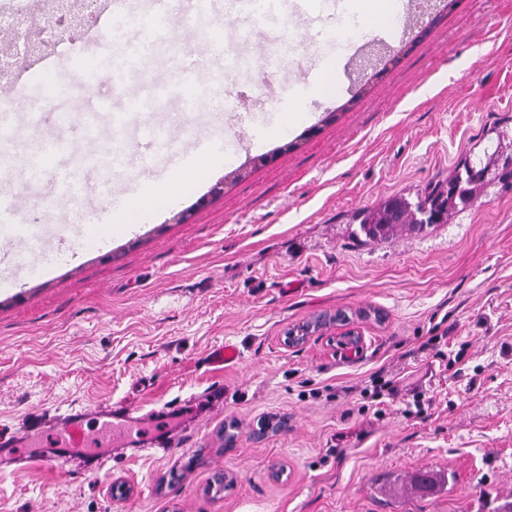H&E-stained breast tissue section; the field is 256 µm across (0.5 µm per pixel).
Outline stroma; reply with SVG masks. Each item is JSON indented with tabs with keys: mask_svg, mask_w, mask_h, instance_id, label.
Masks as SVG:
<instances>
[{
	"mask_svg": "<svg viewBox=\"0 0 512 512\" xmlns=\"http://www.w3.org/2000/svg\"><path fill=\"white\" fill-rule=\"evenodd\" d=\"M297 0L262 14L268 68L242 91L238 73L201 66L198 45L232 23L225 0H204L177 30L143 37V16L114 24L106 8L75 40L106 54L95 68L31 60L39 130L28 107L12 115L17 158L52 140L80 148L102 99L123 110L114 59L165 73L174 93L129 119L132 162L163 178L181 163L184 138L152 141L147 127L222 134L224 163L154 220L96 250L70 237L41 268L0 270V426L21 430L70 409L115 404L177 408L185 436L166 453L112 449L102 470L43 468L27 449L0 462V512H503L512 504V179L494 180L444 224L400 226L366 240L353 220L392 195L413 196L457 164L512 154V0H405L398 38L358 39L346 86L309 118L255 146V127L280 123L275 101L294 99L296 69L336 50L335 16L309 27ZM204 99L186 112L180 69ZM238 111H226L225 88ZM68 97V122L53 102ZM21 198L30 249L59 232L64 201L52 172L23 170L0 186ZM343 311L363 340L344 348L328 326L303 344L294 326ZM437 349H424L430 337ZM229 344L235 363L207 357ZM453 365H446V357ZM395 387L372 397L376 374ZM221 388L222 406L207 394ZM433 472L428 492L415 475ZM229 475L228 488L210 487ZM128 494L114 493L115 484Z\"/></svg>",
	"mask_w": 512,
	"mask_h": 512,
	"instance_id": "35a3bbf8",
	"label": "stroma"
}]
</instances>
